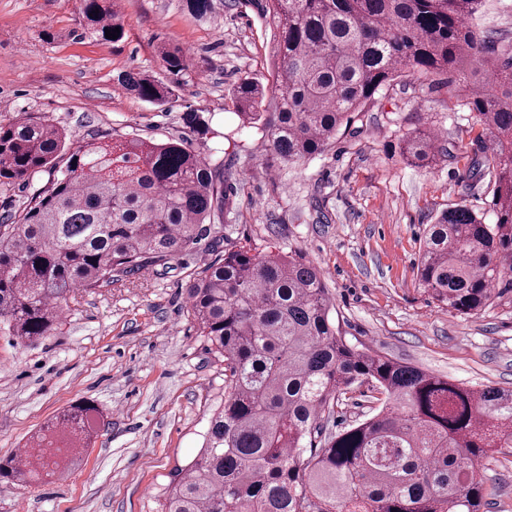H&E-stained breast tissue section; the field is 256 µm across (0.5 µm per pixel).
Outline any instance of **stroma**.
Masks as SVG:
<instances>
[{
  "instance_id": "stroma-1",
  "label": "stroma",
  "mask_w": 512,
  "mask_h": 512,
  "mask_svg": "<svg viewBox=\"0 0 512 512\" xmlns=\"http://www.w3.org/2000/svg\"><path fill=\"white\" fill-rule=\"evenodd\" d=\"M118 3L124 36L112 42L85 29L80 0H0V122L35 112L76 139L136 134L221 153L232 170L230 211L223 233L184 252L177 268L149 266L76 292L60 330L40 343L17 345L0 329V458L71 404L92 401L108 415L65 476L0 482V512H161L224 401V362L187 314L186 284L229 240L303 253L320 269L350 344L468 387H512V280L474 315L448 311L416 282L426 227L443 211L464 203L495 221L493 185L473 168L482 128L456 85L442 75L398 78L324 152L274 162L256 135L239 130L230 98L238 76L271 79L273 30L252 0H213L203 17L181 0ZM161 44L186 50L185 71H166ZM130 71L167 83V102L128 94L118 79ZM191 111L208 118L211 134L187 124ZM421 112L439 134L442 159L431 168L401 153ZM51 179L42 170L0 185V224ZM482 468L481 512H512V448Z\"/></svg>"
}]
</instances>
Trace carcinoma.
I'll return each mask as SVG.
<instances>
[{
    "mask_svg": "<svg viewBox=\"0 0 512 512\" xmlns=\"http://www.w3.org/2000/svg\"><path fill=\"white\" fill-rule=\"evenodd\" d=\"M273 28L275 74L232 86L240 127L268 155L302 160L325 150L353 115L397 77L446 74L482 127L492 169L486 224L458 204L427 225L418 284L471 315L512 276V41H494L486 0H255ZM86 29L124 27L117 0H81ZM186 67L181 49H157ZM124 90L156 105L169 88L139 72ZM408 162L429 167L437 135L411 132ZM66 165L14 223L0 224V323L22 346L52 336L75 291L165 268L224 228V159L183 142L140 137L67 142L32 112L0 123V183ZM188 314L224 361V404L199 454L178 472L162 512H480L482 459L512 448V388H472L347 342L317 267L301 254L246 240L192 273ZM383 395L348 428L326 421L356 384ZM107 415L78 402L43 424L24 459L0 460V479L61 477L90 447Z\"/></svg>",
    "mask_w": 512,
    "mask_h": 512,
    "instance_id": "cac0c4a2",
    "label": "carcinoma"
}]
</instances>
